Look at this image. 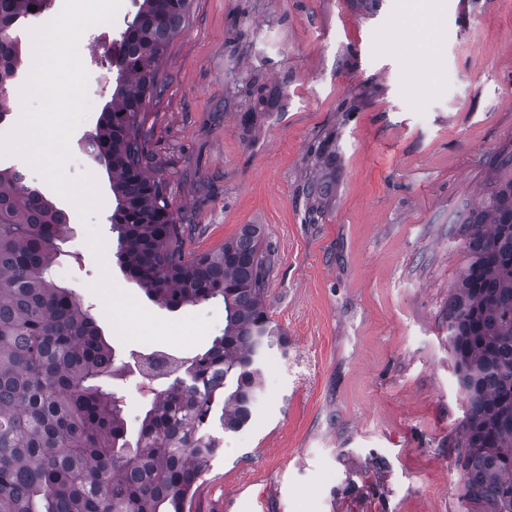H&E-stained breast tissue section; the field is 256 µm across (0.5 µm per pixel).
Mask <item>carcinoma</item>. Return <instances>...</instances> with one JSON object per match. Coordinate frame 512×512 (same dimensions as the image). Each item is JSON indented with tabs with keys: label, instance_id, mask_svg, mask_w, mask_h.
<instances>
[{
	"label": "carcinoma",
	"instance_id": "obj_1",
	"mask_svg": "<svg viewBox=\"0 0 512 512\" xmlns=\"http://www.w3.org/2000/svg\"><path fill=\"white\" fill-rule=\"evenodd\" d=\"M112 55V106L90 155L109 176L116 257L152 301L176 311L224 304V330L182 359L130 434L119 398L100 380L116 353L55 276L66 217L0 167V512H191L218 454L214 424L251 419L263 357L288 346L264 304L272 266L258 224L215 252L186 256L185 225L166 183L147 175L146 112L165 88L159 62L192 0H138ZM48 0H0V121L21 45L14 30ZM498 187L461 223L465 265L448 302V350L465 406L454 447L468 512H512V151Z\"/></svg>",
	"mask_w": 512,
	"mask_h": 512
}]
</instances>
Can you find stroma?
I'll return each mask as SVG.
<instances>
[{"label": "stroma", "instance_id": "1", "mask_svg": "<svg viewBox=\"0 0 512 512\" xmlns=\"http://www.w3.org/2000/svg\"><path fill=\"white\" fill-rule=\"evenodd\" d=\"M90 108L84 141L111 100L108 50L80 40ZM168 83L148 112V170L167 182L187 227L184 251L221 248L261 225L274 258L265 307L287 334L269 350L250 423L224 437L199 482L208 512H466L454 442L463 401L448 353V298L463 265L450 226L478 208L499 153L512 148V0H194L161 63ZM102 205H75L63 283L132 369L105 379L129 430L150 401L91 291L101 269L139 303L116 265L104 168ZM162 318H210L190 358L224 328V305Z\"/></svg>", "mask_w": 512, "mask_h": 512}]
</instances>
